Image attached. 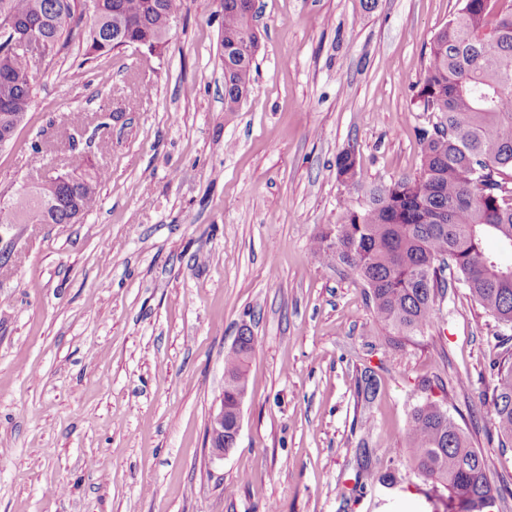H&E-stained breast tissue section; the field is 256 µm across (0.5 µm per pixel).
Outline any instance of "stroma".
<instances>
[{"mask_svg":"<svg viewBox=\"0 0 512 512\" xmlns=\"http://www.w3.org/2000/svg\"><path fill=\"white\" fill-rule=\"evenodd\" d=\"M461 5L255 0L260 47L231 112L222 0H184L162 56L87 62L77 39L38 65L27 120L0 147V202L48 159L67 168L74 115L116 119L79 146L109 172L84 220L0 225V512H444L408 464L428 396L512 488V446L479 399L512 330L457 288L394 344L363 281L312 252L366 188L418 171L432 115L416 84ZM346 150L353 185L336 174ZM245 329L238 444L217 459L208 423ZM389 467L391 488L377 480Z\"/></svg>","mask_w":512,"mask_h":512,"instance_id":"stroma-1","label":"stroma"}]
</instances>
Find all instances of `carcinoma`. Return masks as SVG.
Segmentation results:
<instances>
[{
  "label": "carcinoma",
  "instance_id": "obj_1",
  "mask_svg": "<svg viewBox=\"0 0 512 512\" xmlns=\"http://www.w3.org/2000/svg\"><path fill=\"white\" fill-rule=\"evenodd\" d=\"M224 0V103L233 109L248 91L258 37L243 5ZM182 0H0V14L36 25L45 42L41 59L0 42V128L12 131L29 112L33 70L56 56L87 24L84 60L121 47L145 44L161 53ZM417 99L434 114L418 129L421 164L404 176L369 188L366 203L345 224L327 225L314 253L324 264L348 266L369 288L380 325L407 339L434 324L437 301L460 284L495 321L512 329V263L485 250L489 238L512 253V0H463L433 37ZM52 178L0 204V224H75L95 206L105 172ZM337 176L357 184L356 158H336ZM254 336H238L224 358V443L238 428L245 382L242 366ZM491 421L501 445L512 444V354L494 364ZM409 465L434 488L447 491L448 512H473L469 501L512 496L493 486L483 456L437 401L426 398L410 415L405 435Z\"/></svg>",
  "mask_w": 512,
  "mask_h": 512
}]
</instances>
